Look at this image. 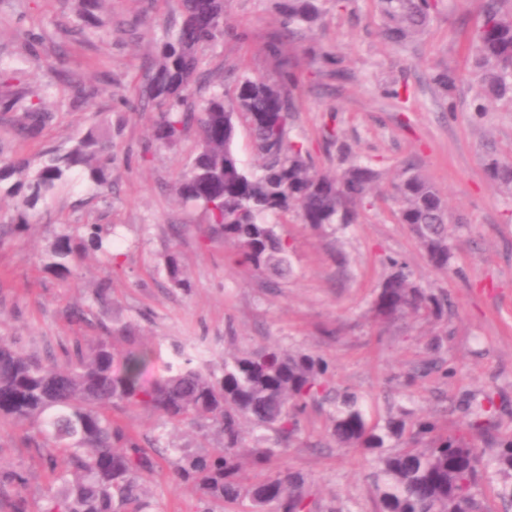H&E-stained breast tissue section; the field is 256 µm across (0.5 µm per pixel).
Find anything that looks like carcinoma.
I'll return each mask as SVG.
<instances>
[{"label":"carcinoma","mask_w":512,"mask_h":512,"mask_svg":"<svg viewBox=\"0 0 512 512\" xmlns=\"http://www.w3.org/2000/svg\"><path fill=\"white\" fill-rule=\"evenodd\" d=\"M83 27L110 23L101 12L103 0H75ZM321 0H278L282 30L269 45L294 43L322 22ZM383 36L403 43L427 27L439 0H376ZM224 37V0H181V22L164 32L148 79L138 98L140 107L156 115L152 138L173 144L196 127L198 149L175 186L185 205L202 208L210 233L237 250L238 261L277 277L290 272L288 242L267 221L270 215L295 212L314 230L346 227L359 220V208L372 196L378 173L367 163L347 161L334 176L319 171L304 143L291 140L288 128L297 112L299 79L284 64L276 81L235 79L231 91H215L200 103L190 101L189 85L207 80L200 72V48ZM472 67L485 98L512 101V0H485L482 18L471 35ZM43 36L29 31L22 55L36 57ZM21 68L0 56V112L11 114L17 137L35 138L55 119L40 99L21 87ZM457 77L448 71L432 82L449 96ZM69 106L83 109L87 100L112 91V83L86 87L69 83ZM250 131L261 158L260 172L247 169L234 150L237 123ZM112 125L93 124L66 150L49 148L36 164L0 159V192L14 200L0 217V240L31 223L32 211L75 180L112 188ZM490 178L512 192V164L493 160ZM400 202L398 222L409 226L430 263L448 269L451 258L448 208L418 166L407 162L392 185ZM114 242L91 226L84 232L63 229L43 256V267L62 280L72 275V262L83 252L99 253L112 266ZM392 273L381 284L376 315L386 321L408 313L442 319L448 296L433 294L411 279L404 263L389 259ZM170 285L190 284L176 253L165 256ZM102 336L92 344H61L45 359L32 357L0 336V423L9 420L36 432L38 449L49 475L44 504L36 512H146L143 476L154 462L137 433L112 419V411L142 407L174 427L191 424L208 436L215 431L220 446L190 453L165 445L173 455L176 485L201 488L231 512H303L313 510L306 479L288 468L273 466L300 432L307 406L327 401L334 406L330 435L340 448H360L377 459L378 512H448L466 503L479 509L474 488L481 478L482 457L463 435L440 432L421 421L407 429V414L383 427L368 423L358 399L327 385L328 363L319 356L260 347L224 358L220 368H198L184 353L161 362L145 378L152 357L136 327L127 322H100ZM123 348L118 350L113 341ZM494 397L471 413V432L486 433L495 424ZM259 432L258 444L247 448L245 425Z\"/></svg>","instance_id":"obj_1"}]
</instances>
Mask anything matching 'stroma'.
<instances>
[{
	"mask_svg": "<svg viewBox=\"0 0 512 512\" xmlns=\"http://www.w3.org/2000/svg\"><path fill=\"white\" fill-rule=\"evenodd\" d=\"M273 4L225 0L224 37L199 52L202 69L215 78L193 86L195 100L220 89L227 71L273 81L281 60H288L301 76L290 138L306 145L321 171L339 172L343 147L379 173L358 223L319 233L292 214L276 219L277 232L291 245V273L276 282L236 265L234 247L208 235L201 209L175 195L198 146L196 130L177 144L146 149L149 113L119 102L134 97L145 81L157 41L179 18L178 0H107L111 24L85 32L80 42L67 34L81 25L74 0H0V55H17L26 30L44 35L38 57L23 64L22 82L56 114L39 137L25 141L1 117L0 157L37 159L104 118L112 121L114 155L111 191L86 184L62 190L38 206L24 232L0 242V336L42 357L60 341L95 342V321L117 318L133 323L164 361L179 347L199 349L216 362L260 345L304 351L323 357L331 385L354 394L368 421L378 425L408 409L414 418L437 420L455 433L465 428L468 405L491 393L498 405L494 429L468 437L491 463L499 443L512 439V193L491 181L487 165L512 161V104L475 109L478 80L467 35L483 0H443L425 31L404 46L383 40L374 0H324L322 26L307 41L284 46L278 58L268 51L280 28ZM312 50L340 57L344 78L309 64ZM59 52L66 70L85 83L111 80L113 96L70 110L69 91L50 68ZM442 68L460 77L449 99L430 81ZM397 78L412 88L404 105L387 95ZM332 126L339 131L335 146L324 140ZM408 160L439 190L450 218L462 221L451 231L447 270L434 268L409 226L397 220L391 185ZM68 224L116 228L122 242L113 267L88 253L76 258L68 280L44 270V249ZM169 252L179 255L189 289L169 287ZM392 257L405 261L422 287L447 293V320L377 318L375 299ZM107 275L112 305L91 307L92 292ZM85 308L88 322L71 319L73 310ZM438 333L442 346L434 354L427 344ZM431 362L437 370L413 376L415 366ZM114 416L142 435L166 431L170 441L192 452L217 444L189 425L165 427L159 415L142 408ZM329 428L328 408H309L284 466L308 479L317 512H375L368 455L337 447ZM0 458L26 473L28 504L41 503L48 473L22 431L8 423L0 425ZM144 487L152 512H201L205 503L200 490L173 484L164 460Z\"/></svg>",
	"mask_w": 512,
	"mask_h": 512,
	"instance_id": "1",
	"label": "stroma"
}]
</instances>
